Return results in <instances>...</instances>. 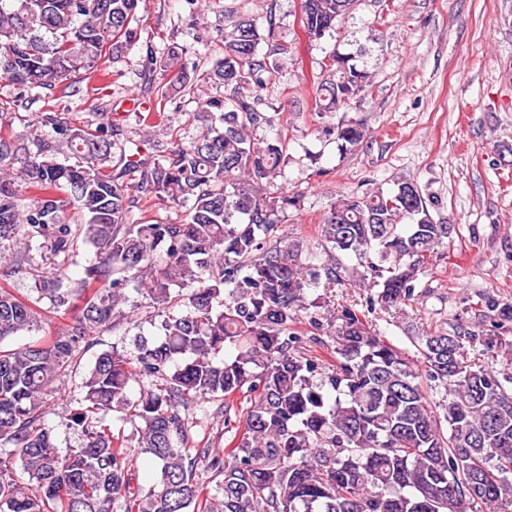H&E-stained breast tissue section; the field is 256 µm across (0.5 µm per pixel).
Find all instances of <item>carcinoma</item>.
<instances>
[{
  "instance_id": "1",
  "label": "carcinoma",
  "mask_w": 512,
  "mask_h": 512,
  "mask_svg": "<svg viewBox=\"0 0 512 512\" xmlns=\"http://www.w3.org/2000/svg\"><path fill=\"white\" fill-rule=\"evenodd\" d=\"M139 0H0V76L26 108L45 90L61 95L95 75L102 61L136 44ZM355 0H301L303 31L319 42L338 29ZM220 57L202 80L224 94L198 101V133L164 154L126 153L108 113L76 125L46 110L50 137L32 143L0 134V248L38 243L55 256L79 244L95 259L72 288L35 277L34 298L0 288V341L38 325L48 299L70 316L64 332L40 343L0 348V512H497L512 505V372L467 362L466 345L503 352L479 325L415 337L427 377L444 387L431 403L408 353L380 336L352 306L321 314L303 282L330 288L347 272L338 260L305 263L304 245L270 234L303 206L298 192L272 190L291 157L286 140L256 138L267 123L260 92L284 61L297 60L275 17L238 16L219 39ZM185 49L168 45L147 60L174 74L194 96ZM313 115L347 111L372 75L337 48L320 62ZM325 134L344 155L365 139V122L343 120ZM152 195L184 218L133 217L135 197ZM433 202L410 180L336 199L319 226L331 254H354L356 277L378 288L369 310L415 299L419 273L455 225L437 221ZM146 272L163 338L131 352L96 356L85 394L71 410L83 446L60 456L42 423L47 396L75 365L76 352L112 329L129 282ZM208 277H203V274ZM183 305L186 313H170ZM308 317L299 330L300 312ZM336 354H316L321 337ZM232 353L221 361L215 356ZM138 399L130 396L134 380ZM245 412L231 414L237 396ZM194 396L223 402L224 447L196 442L188 414ZM138 418L133 439L102 425L100 414ZM160 465L148 490L134 460ZM216 479L215 493L199 470Z\"/></svg>"
}]
</instances>
